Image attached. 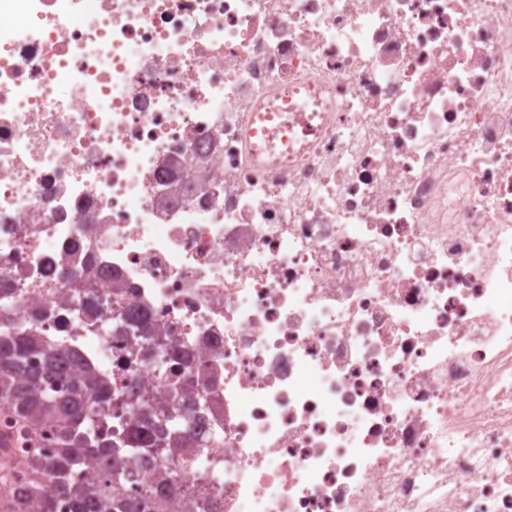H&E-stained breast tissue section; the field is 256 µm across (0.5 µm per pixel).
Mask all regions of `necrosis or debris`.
<instances>
[{
	"instance_id": "4bbe7bcc",
	"label": "necrosis or debris",
	"mask_w": 512,
	"mask_h": 512,
	"mask_svg": "<svg viewBox=\"0 0 512 512\" xmlns=\"http://www.w3.org/2000/svg\"><path fill=\"white\" fill-rule=\"evenodd\" d=\"M56 2L0 0V312L196 401L166 512H512V0ZM115 329H119V332L126 335L139 336L142 340L140 351L143 352L148 349H158V357L161 353L162 358L164 344L160 341L159 336H152L153 334L148 327L145 314L137 315L136 317L118 318Z\"/></svg>"
}]
</instances>
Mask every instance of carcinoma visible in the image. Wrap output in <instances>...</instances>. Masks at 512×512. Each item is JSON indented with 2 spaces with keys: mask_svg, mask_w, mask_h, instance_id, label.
Listing matches in <instances>:
<instances>
[{
  "mask_svg": "<svg viewBox=\"0 0 512 512\" xmlns=\"http://www.w3.org/2000/svg\"><path fill=\"white\" fill-rule=\"evenodd\" d=\"M115 329L142 340L141 350H163L160 337L148 327L146 315L117 319ZM0 400L11 402L19 419L35 429L45 421L60 433L53 456L31 466L30 483L10 488L4 512H29L34 499L38 512H55L56 500L70 512H141V501L126 493L138 481L143 464L152 460L168 497L180 495L179 483L167 472L173 450L183 438L172 435L173 415L164 411L153 393L137 383L125 400L140 411L141 424L128 431L125 448L101 438L99 425L106 415L110 392L95 375L85 372L71 356L32 333L20 335L8 323L0 330ZM101 461L104 478L97 481L84 469L89 457ZM54 494L42 496L45 482Z\"/></svg>",
  "mask_w": 512,
  "mask_h": 512,
  "instance_id": "carcinoma-1",
  "label": "carcinoma"
}]
</instances>
